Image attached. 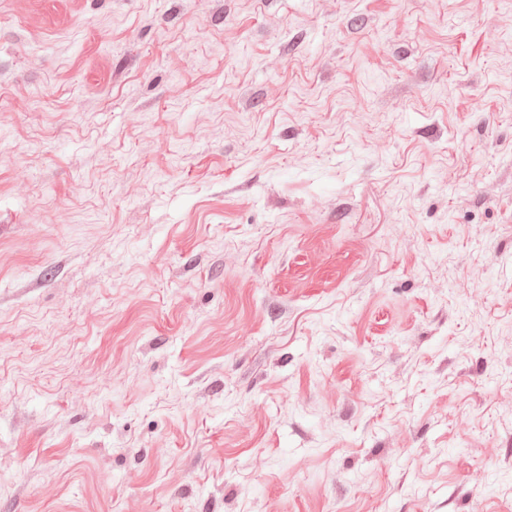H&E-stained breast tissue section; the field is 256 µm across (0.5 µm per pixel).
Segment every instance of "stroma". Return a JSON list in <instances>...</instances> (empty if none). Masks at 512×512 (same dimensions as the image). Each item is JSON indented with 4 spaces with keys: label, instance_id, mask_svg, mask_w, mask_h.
Masks as SVG:
<instances>
[{
    "label": "stroma",
    "instance_id": "1",
    "mask_svg": "<svg viewBox=\"0 0 512 512\" xmlns=\"http://www.w3.org/2000/svg\"><path fill=\"white\" fill-rule=\"evenodd\" d=\"M0 512H512V0H0Z\"/></svg>",
    "mask_w": 512,
    "mask_h": 512
}]
</instances>
